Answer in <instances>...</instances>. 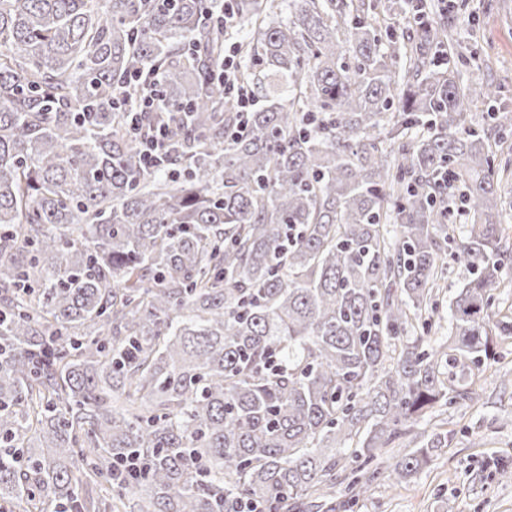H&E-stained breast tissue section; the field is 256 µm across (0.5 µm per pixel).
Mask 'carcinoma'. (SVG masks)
<instances>
[{"instance_id": "cac0c4a2", "label": "carcinoma", "mask_w": 512, "mask_h": 512, "mask_svg": "<svg viewBox=\"0 0 512 512\" xmlns=\"http://www.w3.org/2000/svg\"><path fill=\"white\" fill-rule=\"evenodd\" d=\"M233 7L263 101L235 137L224 0H0L9 512H90L92 484L109 512H356L512 339V115L466 124L499 85L439 67L424 0ZM139 73L162 106L134 128Z\"/></svg>"}]
</instances>
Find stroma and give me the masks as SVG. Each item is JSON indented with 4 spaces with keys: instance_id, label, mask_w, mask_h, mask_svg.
<instances>
[{
    "instance_id": "35a3bbf8",
    "label": "stroma",
    "mask_w": 512,
    "mask_h": 512,
    "mask_svg": "<svg viewBox=\"0 0 512 512\" xmlns=\"http://www.w3.org/2000/svg\"><path fill=\"white\" fill-rule=\"evenodd\" d=\"M448 16L455 43L466 49L457 64L463 79L507 80L493 106L468 111L469 125L489 126L491 111L512 110V0H451ZM498 351L497 369L476 381L477 399L438 411L452 436L448 447L406 482L374 484L359 512H512V480L498 475L501 466L512 468V383L500 377L512 370V342Z\"/></svg>"
}]
</instances>
